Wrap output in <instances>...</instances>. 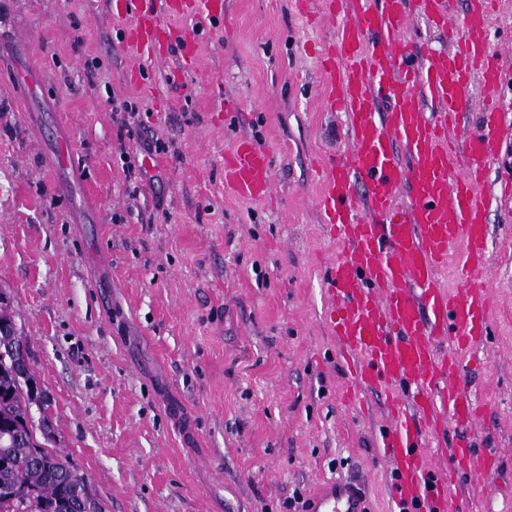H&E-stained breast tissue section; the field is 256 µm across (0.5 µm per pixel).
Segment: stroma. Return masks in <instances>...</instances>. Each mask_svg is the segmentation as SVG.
Wrapping results in <instances>:
<instances>
[{"label": "stroma", "mask_w": 512, "mask_h": 512, "mask_svg": "<svg viewBox=\"0 0 512 512\" xmlns=\"http://www.w3.org/2000/svg\"><path fill=\"white\" fill-rule=\"evenodd\" d=\"M224 8L182 91L175 54L132 77L129 21L108 19V0H0V294L50 398L53 445L105 512H287L293 492L338 477L391 512L385 400L345 403L322 321L317 262L337 248L315 162L350 152L314 56L334 27L295 0ZM116 99L138 109L132 137ZM147 135L163 151L143 153ZM242 136L274 161L269 199L224 187ZM488 226L487 367L461 373L500 463L492 491L457 493L465 512H512V198Z\"/></svg>", "instance_id": "stroma-1"}]
</instances>
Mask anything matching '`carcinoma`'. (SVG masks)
<instances>
[{
	"label": "carcinoma",
	"instance_id": "1",
	"mask_svg": "<svg viewBox=\"0 0 512 512\" xmlns=\"http://www.w3.org/2000/svg\"><path fill=\"white\" fill-rule=\"evenodd\" d=\"M46 409L27 338L0 294V512H103L84 477L49 447Z\"/></svg>",
	"mask_w": 512,
	"mask_h": 512
}]
</instances>
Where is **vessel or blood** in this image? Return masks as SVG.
I'll return each mask as SVG.
<instances>
[{
    "instance_id": "vessel-or-blood-1",
    "label": "vessel or blood",
    "mask_w": 512,
    "mask_h": 512,
    "mask_svg": "<svg viewBox=\"0 0 512 512\" xmlns=\"http://www.w3.org/2000/svg\"><path fill=\"white\" fill-rule=\"evenodd\" d=\"M497 0H470L455 18L450 0H299L304 11L337 21L321 62L328 111L344 113L351 159L328 156L314 198L336 255L319 266L326 283L323 319L351 381L362 391H387L381 443L391 498L401 512H463L451 487L488 474L491 451L458 439L441 461L432 449L449 423L473 428L483 410L459 375L491 331L492 290L487 212L492 194L481 175L502 130L503 69L490 46ZM111 14L129 17L125 36L140 59L162 61L178 47L184 63L198 56L196 34L166 18L200 15L224 21V0H115ZM448 34L450 45L421 57L408 40L412 14ZM433 112H425L424 101ZM487 114L458 137L466 112ZM273 165L250 139H239L224 160V185L235 197L262 200ZM407 198H400V191ZM450 270L456 288L441 287ZM313 512H366L360 485L330 482L312 499Z\"/></svg>"
}]
</instances>
